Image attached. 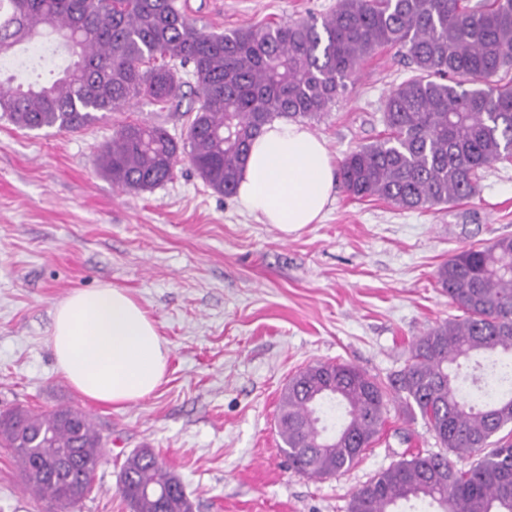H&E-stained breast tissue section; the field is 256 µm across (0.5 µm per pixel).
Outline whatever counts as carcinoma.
I'll return each instance as SVG.
<instances>
[{
    "instance_id": "1",
    "label": "carcinoma",
    "mask_w": 512,
    "mask_h": 512,
    "mask_svg": "<svg viewBox=\"0 0 512 512\" xmlns=\"http://www.w3.org/2000/svg\"><path fill=\"white\" fill-rule=\"evenodd\" d=\"M36 42L68 60L50 84L0 81V116L22 131L80 132L147 98L199 101L185 137L125 124L97 155L112 184L146 192L189 158L214 191L236 193L252 141L275 119H320L375 51L396 50L411 75L382 106L384 131L351 150L336 176L354 199L433 210L474 197L482 172L512 159V0H336L331 12L216 32L179 0H0V60ZM438 283L462 316L417 337L383 382L346 363L317 362L282 390L276 427L288 466L309 477L350 470L381 432L391 402L418 408L442 447L477 455L467 470L441 454L403 459L357 489L348 512H397L412 500L435 512H512V237L448 258ZM483 371L465 393L458 368ZM344 409L333 433L324 404ZM0 447L27 489L70 512L90 493L103 437L79 409L0 413ZM130 512H192L184 486L150 448L124 462Z\"/></svg>"
}]
</instances>
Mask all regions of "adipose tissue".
<instances>
[{"instance_id": "adipose-tissue-1", "label": "adipose tissue", "mask_w": 512, "mask_h": 512, "mask_svg": "<svg viewBox=\"0 0 512 512\" xmlns=\"http://www.w3.org/2000/svg\"><path fill=\"white\" fill-rule=\"evenodd\" d=\"M336 181L323 140L276 120L253 142L237 187L241 206L289 234L318 222ZM50 346L82 396L124 406L161 384L169 349L155 322L121 288L77 290L54 308Z\"/></svg>"}]
</instances>
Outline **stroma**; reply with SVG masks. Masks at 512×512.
<instances>
[{
  "label": "stroma",
  "mask_w": 512,
  "mask_h": 512,
  "mask_svg": "<svg viewBox=\"0 0 512 512\" xmlns=\"http://www.w3.org/2000/svg\"><path fill=\"white\" fill-rule=\"evenodd\" d=\"M217 32L325 14L336 0H188ZM407 75L380 50L332 110L309 125L340 161L378 137L383 97ZM192 96L142 99L78 133L21 131L0 119V410L72 406L104 448L78 512H129L127 456L147 446L181 479L193 512H348L352 492L393 463L442 447L422 419L390 404L357 464L338 477L290 469L280 451V392L300 368L346 362L387 378L416 337L459 311L437 273L461 249L512 236V164L484 171L480 193L441 210H402L334 188L319 223L283 234L208 187L188 161L149 192L113 186L97 165L119 126L184 136ZM125 289L169 348L149 396L116 409L81 396L49 345L57 303L77 289ZM0 448V512H47Z\"/></svg>",
  "instance_id": "1"
}]
</instances>
